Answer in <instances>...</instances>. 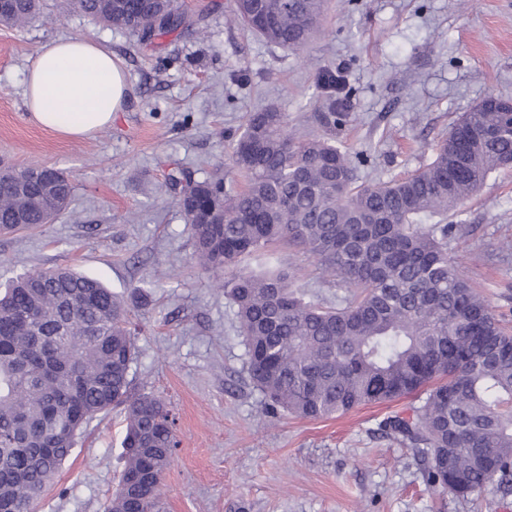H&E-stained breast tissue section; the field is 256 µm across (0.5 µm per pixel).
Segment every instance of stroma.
<instances>
[{"mask_svg":"<svg viewBox=\"0 0 512 512\" xmlns=\"http://www.w3.org/2000/svg\"><path fill=\"white\" fill-rule=\"evenodd\" d=\"M45 0L25 27L0 24V161L45 164L73 184L67 209L38 230L0 236V284L68 266L123 298L135 331L130 376L163 399L179 442L162 486L165 512H512L494 486L459 499L429 488L424 465L379 429L416 398L308 421L264 409L249 381L236 308L199 269L169 174L223 172L241 185L233 146L249 115L271 107L291 133L319 135L329 111L325 72L341 71L348 121L336 133L363 155L367 185L414 173L452 125L490 94L512 98V0H330L307 56L226 24L231 0H179L198 32L142 43L128 32ZM104 44L129 91L112 124L69 139L29 119L24 80L39 46L58 37ZM448 255L512 328V168L495 172L461 211ZM328 306L337 289L285 244L243 257L266 261ZM124 412L96 416L78 436L36 512H104L124 466Z\"/></svg>","mask_w":512,"mask_h":512,"instance_id":"stroma-1","label":"stroma"}]
</instances>
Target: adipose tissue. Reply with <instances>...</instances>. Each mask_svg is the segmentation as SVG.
Listing matches in <instances>:
<instances>
[{
  "label": "adipose tissue",
  "instance_id": "adipose-tissue-1",
  "mask_svg": "<svg viewBox=\"0 0 512 512\" xmlns=\"http://www.w3.org/2000/svg\"><path fill=\"white\" fill-rule=\"evenodd\" d=\"M127 92L124 67L111 51L88 38L60 37L39 47L23 98L31 122L82 138L111 125Z\"/></svg>",
  "mask_w": 512,
  "mask_h": 512
}]
</instances>
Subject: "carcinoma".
Wrapping results in <instances>:
<instances>
[{"mask_svg":"<svg viewBox=\"0 0 512 512\" xmlns=\"http://www.w3.org/2000/svg\"><path fill=\"white\" fill-rule=\"evenodd\" d=\"M60 8L141 42L194 27L178 0H61ZM326 9L327 0H235L229 21L305 55ZM39 12L40 0H12L0 23L24 27ZM511 100L486 96L430 163L374 185L356 184L355 160L336 143L348 113L329 112L324 134L296 139L285 113L254 112L231 157L243 188L209 177L176 198L203 270L222 272L283 243L346 291L341 305L324 307L271 268L218 281L267 408L319 420L414 395L419 406L384 431L426 463L431 486L462 498L490 482L512 493V333L448 259V213L512 167ZM33 169H18L19 185L0 191V235L40 227L66 207L68 177L50 167L47 184ZM130 325L117 294L70 268L28 271L0 287V512H34L77 433L118 406L125 465L105 512H163L175 418L133 387Z\"/></svg>","mask_w":512,"mask_h":512,"instance_id":"cac0c4a2","label":"carcinoma"}]
</instances>
